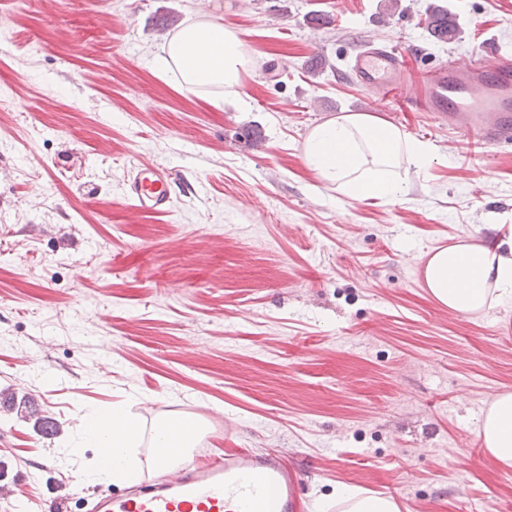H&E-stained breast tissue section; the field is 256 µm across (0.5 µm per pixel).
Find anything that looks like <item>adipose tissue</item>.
<instances>
[{
    "label": "adipose tissue",
    "mask_w": 512,
    "mask_h": 512,
    "mask_svg": "<svg viewBox=\"0 0 512 512\" xmlns=\"http://www.w3.org/2000/svg\"><path fill=\"white\" fill-rule=\"evenodd\" d=\"M158 71L174 88L217 99L242 97L251 61L237 31L211 17L185 25L154 58ZM304 155L318 178L350 199L393 197L411 170L428 167L430 147L373 112H344L317 124ZM424 280L429 294L460 314L512 302V238L487 246L472 238L437 247L427 254ZM85 436L100 451L98 476L117 485L136 481L141 466L130 448L138 426L97 409L85 416ZM195 422L173 417L157 426L152 446L157 457L172 460L189 447ZM478 435L500 467L512 468V393L500 394L482 418Z\"/></svg>",
    "instance_id": "ef3b65f1"
}]
</instances>
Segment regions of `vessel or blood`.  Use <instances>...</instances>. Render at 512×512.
<instances>
[{"mask_svg":"<svg viewBox=\"0 0 512 512\" xmlns=\"http://www.w3.org/2000/svg\"><path fill=\"white\" fill-rule=\"evenodd\" d=\"M406 66L401 49L366 43L352 57L349 75L366 88L398 89ZM409 107L435 113L449 127L482 146L512 144V58L473 53L467 64L448 61L429 74L408 97ZM124 193L136 208L166 216L174 187L164 170L130 165ZM167 470V469H166ZM95 512H298L299 476L278 454L253 455L249 449L207 463L185 458L163 481L148 477L133 493L99 498Z\"/></svg>","mask_w":512,"mask_h":512,"instance_id":"b4317fda","label":"vessel or blood"}]
</instances>
